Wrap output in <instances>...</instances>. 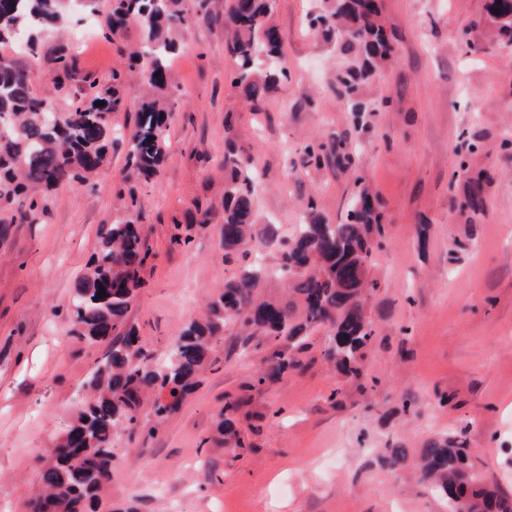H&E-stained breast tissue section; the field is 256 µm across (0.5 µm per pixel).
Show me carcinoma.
I'll return each mask as SVG.
<instances>
[{
	"instance_id": "carcinoma-1",
	"label": "carcinoma",
	"mask_w": 512,
	"mask_h": 512,
	"mask_svg": "<svg viewBox=\"0 0 512 512\" xmlns=\"http://www.w3.org/2000/svg\"><path fill=\"white\" fill-rule=\"evenodd\" d=\"M276 0H225L224 17L237 29L227 51L234 59L231 85L247 104H256L277 90L282 72L264 63L281 53L282 40L272 22ZM66 0H0V42H24L23 55H39V44L26 33L59 20ZM501 13H494V9ZM485 19L496 36L512 42V0H486ZM210 17L208 0H112L105 27L118 35L131 21L143 33L133 60L146 61L145 82L158 94L135 113L128 139L126 164L137 174L153 175L163 159V144L174 105L170 104L168 71L176 42L171 32ZM309 29L332 45L341 58L336 70L339 95L353 112H367L361 92L379 67L396 53L394 36L387 33L377 0H319L308 15ZM35 72L19 60L0 56V240L12 224L34 219L37 199L17 203L28 190L47 192L59 186L84 184L106 160L112 143V115L122 107L117 91L88 85L86 105L62 112L33 89ZM308 162L317 166L353 164L350 152L320 143L306 147ZM224 259L244 262L239 277L224 282L210 297L204 316L183 330L176 348L163 364H156L136 346L127 315L150 247L134 221L101 228L98 250L85 274L73 285L70 332L90 340L112 337L106 360L84 383L83 408L67 435L51 449L54 462L43 465L39 480L43 493L31 500V512H95L97 494L108 482L114 438L134 430L142 396L151 391L174 392L173 401L154 402V415L166 418L196 385L212 339L228 321L251 329L256 347H267L266 367L255 378L261 385L296 365L295 356L313 345L311 333L320 327L334 332L324 350L341 369L358 373L357 356L373 337L365 316L362 294L369 285V260L385 238L384 215L369 192H362L340 224H330L308 203L306 224L290 240L278 243L282 272L288 273L297 300L258 302L254 292L260 267L241 245L250 230L254 211L255 175L232 141L224 151ZM481 182H471L460 205L474 213L484 209ZM105 297L97 298L100 287ZM423 480L432 483L448 501L449 512L464 502L469 512H512V498L490 488L472 463L465 442L431 439L415 463Z\"/></svg>"
}]
</instances>
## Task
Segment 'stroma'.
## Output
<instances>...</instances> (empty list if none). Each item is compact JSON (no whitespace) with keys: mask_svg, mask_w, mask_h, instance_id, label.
<instances>
[{"mask_svg":"<svg viewBox=\"0 0 512 512\" xmlns=\"http://www.w3.org/2000/svg\"><path fill=\"white\" fill-rule=\"evenodd\" d=\"M382 5L397 52L364 89L377 111L358 119L336 90L338 57L308 27L313 0H277L288 79L254 109L230 85L235 30L224 0H212L211 20L175 35L177 105L159 173L141 180L126 168L142 101L132 81L120 89L108 164L85 185L39 194L35 221L11 226L0 243V512H28L41 462L111 347L69 332L72 285L102 225L135 220L152 249L129 322L155 360L238 276L220 236L229 141L258 172L257 229L294 236L310 198L339 224L360 191L378 196L387 239L369 266L374 336L359 375L327 361L320 328L300 367L257 385L265 352L244 350L245 332L227 323L177 410L159 422L144 407L135 436L116 440L107 512H448L411 463L381 461L399 447L412 462L445 437L465 441L485 481L512 497V156L502 147L512 139V45L492 41L484 0ZM73 31L86 42L60 88L54 58ZM140 37L134 23L115 37L101 16H68L38 35L36 92L63 109L88 82L111 86ZM471 41L483 52H469ZM314 140L342 143L353 169L308 165ZM472 177L484 184L476 215L460 210ZM130 192L131 210L120 200ZM176 233L189 244L172 243ZM228 401L246 448L217 430Z\"/></svg>","mask_w":512,"mask_h":512,"instance_id":"obj_1","label":"stroma"}]
</instances>
